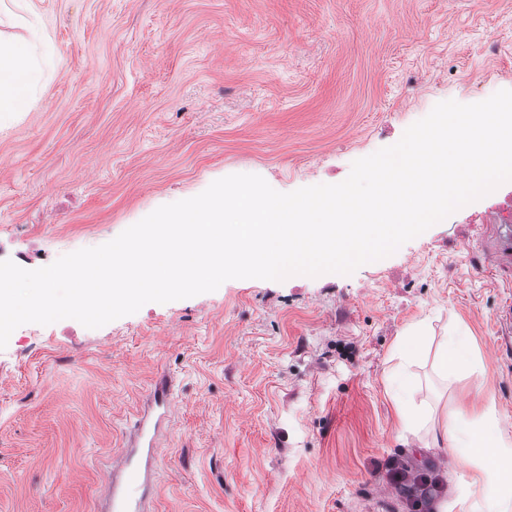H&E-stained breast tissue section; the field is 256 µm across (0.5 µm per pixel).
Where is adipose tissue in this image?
Returning a JSON list of instances; mask_svg holds the SVG:
<instances>
[{
	"instance_id": "obj_1",
	"label": "adipose tissue",
	"mask_w": 512,
	"mask_h": 512,
	"mask_svg": "<svg viewBox=\"0 0 512 512\" xmlns=\"http://www.w3.org/2000/svg\"><path fill=\"white\" fill-rule=\"evenodd\" d=\"M44 77L41 61L28 42L0 43V118L27 111ZM467 339L446 337L436 353L442 377L464 367L483 369L480 358L466 357ZM443 433L460 462L453 494L438 512H512V434L501 425L494 402L479 410L449 416Z\"/></svg>"
}]
</instances>
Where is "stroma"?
<instances>
[{"instance_id": "35a3bbf8", "label": "stroma", "mask_w": 512, "mask_h": 512, "mask_svg": "<svg viewBox=\"0 0 512 512\" xmlns=\"http://www.w3.org/2000/svg\"><path fill=\"white\" fill-rule=\"evenodd\" d=\"M34 38L45 78L0 123V243L38 269L160 206L249 173L337 184L439 102L512 89V0H0V39ZM501 52L488 56V42ZM458 213L349 275L231 279L100 328L73 319L0 350V512H110L114 458L148 512H436L453 491L445 418L494 401L512 432V284ZM429 420L399 423L400 339ZM481 373L441 381L446 336ZM176 392L147 459L129 437ZM427 475L403 492L394 470Z\"/></svg>"}]
</instances>
